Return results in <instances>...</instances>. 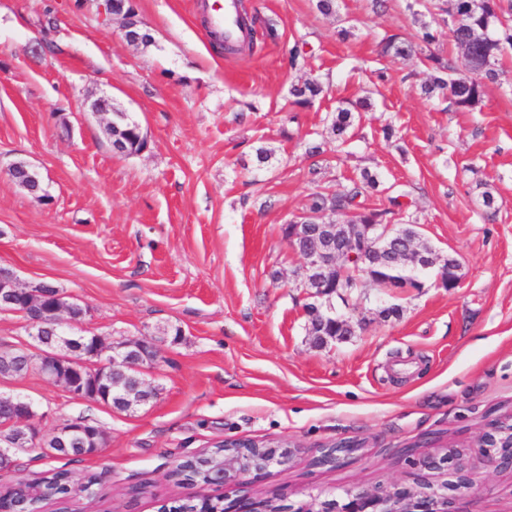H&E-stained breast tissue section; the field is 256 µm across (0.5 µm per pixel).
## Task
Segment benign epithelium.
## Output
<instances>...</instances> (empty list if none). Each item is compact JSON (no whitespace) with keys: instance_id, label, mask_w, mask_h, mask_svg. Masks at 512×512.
Masks as SVG:
<instances>
[{"instance_id":"7a95c632","label":"benign epithelium","mask_w":512,"mask_h":512,"mask_svg":"<svg viewBox=\"0 0 512 512\" xmlns=\"http://www.w3.org/2000/svg\"><path fill=\"white\" fill-rule=\"evenodd\" d=\"M97 10L103 20L119 24L124 38L132 42L131 26L112 15V0H96ZM289 242L308 238L310 245L300 252L303 269L321 276L324 284H341L336 276L338 257L352 251L353 241L336 237L333 224H316L314 229L299 218L290 220ZM0 311L25 314L37 312V317L27 318L29 336L39 354L30 356L24 350L27 367L11 372L21 376L36 370L48 381L60 384L75 398H88L86 380L106 382L105 371L114 363L136 373L156 361L159 354V337L127 339L116 345H106L100 336H86L73 331L83 323L88 309L72 296L44 283L23 285L10 269L0 267ZM113 400L143 405L154 398L152 387L140 380L123 388L112 386ZM46 413H38L34 404L20 395L0 394V460H7L22 451L39 449L47 455H58L74 448H87L93 440V425L83 420H72L49 434L39 429V421ZM487 466L497 471H512V415L498 419L481 435ZM226 451L208 472L213 484L237 485L251 474H263L270 465L255 460L247 449L236 441H224ZM356 445L338 442L327 448L321 462L336 463L340 457L354 452ZM412 465L430 472L446 471L450 479L441 482L421 481L415 487L390 484L374 491L353 488L343 491L336 498L319 494L290 512H463L456 507L461 497L475 492L469 472L459 463L458 454L451 450L441 458L424 457L411 460Z\"/></svg>"}]
</instances>
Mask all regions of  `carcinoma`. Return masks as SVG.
I'll return each instance as SVG.
<instances>
[{"instance_id":"1","label":"carcinoma","mask_w":512,"mask_h":512,"mask_svg":"<svg viewBox=\"0 0 512 512\" xmlns=\"http://www.w3.org/2000/svg\"><path fill=\"white\" fill-rule=\"evenodd\" d=\"M445 12L450 17L448 23V39L461 54L469 75L456 77L452 74L454 68L436 53L426 55V60L433 71L424 92L431 94L440 90L443 97L457 110L471 111L482 102L486 82H494L499 73L495 68L498 57L503 51L512 48V24L506 16H512V0H448ZM382 52L403 59L411 56V46L398 33H385L380 40ZM322 92L320 84L307 80L302 86L296 87L292 95L297 97L295 103L308 105L313 98ZM355 113L349 108H338L331 118L330 130L336 142L344 143L348 130L353 126ZM119 136L123 139L128 154H133L134 146L139 143L140 130L135 124L120 126ZM376 185L374 176L367 171L361 172V179L352 181V185L333 193L315 192L311 194V203L305 215L314 217H331L338 224H389L395 216L405 213L409 208L406 201L408 193L400 192L388 197L389 206L383 209H373L365 206L362 196L367 186ZM417 225L404 223L394 229L389 238L388 257L381 258L368 244L363 259L347 258L342 261L346 268V284L358 288L366 282H371L382 288H418L421 286L419 277L422 271L413 270L412 264H404L396 259V254L407 249L413 238L418 236ZM422 250L436 260L431 269L437 272L439 284L444 288H453L458 280L460 264L451 256H443L430 245L421 243ZM339 323L325 330L314 327L313 319H308L307 333L313 337L317 345L324 344L326 336H340L344 332L342 324L345 315L337 314ZM209 458H203L185 466L179 472L187 480L209 483L205 464ZM93 477L75 487L71 483L70 473L66 470L55 472L43 481V492L27 498L13 487L6 490L0 497V508L11 507L16 503L35 510L38 505L47 500L65 499L79 494L92 495ZM216 502L210 499L199 501H184L176 505L180 512H215Z\"/></svg>"}]
</instances>
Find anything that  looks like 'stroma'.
<instances>
[{
    "label": "stroma",
    "instance_id": "1",
    "mask_svg": "<svg viewBox=\"0 0 512 512\" xmlns=\"http://www.w3.org/2000/svg\"><path fill=\"white\" fill-rule=\"evenodd\" d=\"M201 2L132 0L154 39L143 48L94 0H0V267L77 298L83 330L107 342L181 331L145 372L157 397L132 411L71 398L35 371L0 377V392L47 411L43 431L82 418L106 434L93 456L19 453L0 487L59 470L97 477L92 497L43 512H159L192 495L289 505L311 491L414 485L411 457L457 445L478 485L465 512H512V473L486 466L478 447L487 421L512 412V50L483 103L461 112L423 92L424 49L466 73L442 0H336L332 16L316 0H241L254 45L239 54L214 48ZM388 31L416 55H381ZM297 43L307 58L294 68ZM307 79L322 91L296 105L291 91ZM365 96L372 108L336 145L333 112ZM100 97L140 122L144 153L112 151L90 110ZM261 147L273 152L263 164ZM17 161L39 172L44 197L14 182ZM364 170L377 179L366 205L409 193V219L458 259L460 280L443 288L430 273L417 288L355 289L353 334L318 347L284 224L309 194L339 191ZM486 191L500 203L492 221ZM389 306L399 316L384 317ZM222 440L284 446L290 458L239 486L174 476ZM343 440L357 450L317 465Z\"/></svg>",
    "mask_w": 512,
    "mask_h": 512
}]
</instances>
